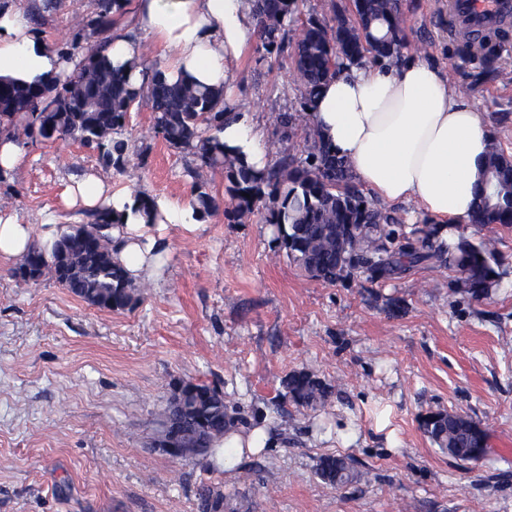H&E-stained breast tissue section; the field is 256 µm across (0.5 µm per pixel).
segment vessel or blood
Returning <instances> with one entry per match:
<instances>
[{
    "label": "vessel or blood",
    "mask_w": 512,
    "mask_h": 512,
    "mask_svg": "<svg viewBox=\"0 0 512 512\" xmlns=\"http://www.w3.org/2000/svg\"><path fill=\"white\" fill-rule=\"evenodd\" d=\"M449 31L479 39L512 26V0H448Z\"/></svg>",
    "instance_id": "b4317fda"
}]
</instances>
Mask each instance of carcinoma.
I'll use <instances>...</instances> for the list:
<instances>
[{
	"instance_id": "carcinoma-1",
	"label": "carcinoma",
	"mask_w": 512,
	"mask_h": 512,
	"mask_svg": "<svg viewBox=\"0 0 512 512\" xmlns=\"http://www.w3.org/2000/svg\"><path fill=\"white\" fill-rule=\"evenodd\" d=\"M303 0H256L258 52L265 59L291 47L300 89L299 110L283 112L276 123L290 135L303 114L310 111L322 86L349 66L364 59L400 63L412 50L427 52V42L410 45L404 32L406 0H351L350 10L333 5L334 24L312 15L301 19ZM51 0H31L28 18L35 28L44 25ZM122 0H94L87 27L74 29L62 46L69 61L82 59L69 74L32 84L0 80V138L72 140L97 151L100 163L117 171L130 161L128 143L117 137L131 109L145 102L154 112L153 133L170 147L194 155L200 167L221 169L230 204L224 216L240 221L255 213L276 229V241L310 278L334 283L347 276L375 282L420 265L455 268L458 291L473 297L488 294L496 282L492 262L495 240L479 243L460 240L450 248L439 241L438 224L408 228L398 207H381L357 182L348 162L336 156L323 135L309 126L305 157L285 156L261 169L248 164L234 148L224 145V122L238 117L224 106V91L149 77L142 86L131 84L129 71L115 68L108 57L114 35V17ZM89 47H83V44ZM503 41L491 36L476 47L467 41L465 60L479 61L486 72L505 85L512 84V68L501 63ZM192 207L208 216L220 204L207 183L193 173ZM91 220L63 231L51 248L32 245L14 276L36 282L49 270L56 281L89 304L111 311L130 306L136 288L124 266L113 257L110 229L116 220L105 208L95 209ZM474 224L512 227V157L490 142L482 182L471 216ZM286 394L298 406L316 408L333 395V386L307 370L293 371L284 382ZM459 414L433 412L424 420V432L442 452L460 462L477 461L489 451L488 434L470 418L466 428L456 423ZM244 422L237 405L216 386L182 380L158 411L160 426L154 445L176 430L188 459L207 466L217 456L229 459L233 449L221 448L224 434ZM315 473L330 486L365 480L352 461L334 454L318 458ZM239 512L241 504L224 490L203 484L197 490V512Z\"/></svg>"
}]
</instances>
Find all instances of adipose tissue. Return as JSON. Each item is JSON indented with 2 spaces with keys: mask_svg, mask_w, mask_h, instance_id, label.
<instances>
[{
  "mask_svg": "<svg viewBox=\"0 0 512 512\" xmlns=\"http://www.w3.org/2000/svg\"><path fill=\"white\" fill-rule=\"evenodd\" d=\"M136 19L140 37L117 35L108 56L113 66L133 67L137 84L143 40L159 48L157 71L165 80L221 89L257 36L253 0H137ZM72 69L32 28L21 5L0 9V79L32 83ZM308 119L385 203L415 202L423 218L445 227L470 223L490 136L481 113L450 90L443 69L425 56L406 55L395 67L351 66L322 87ZM222 138L251 165L267 164L270 149L249 114L225 124ZM70 196L83 207L113 212L118 223L111 235L130 279L156 274L159 244L133 193L90 178ZM57 234L51 223L38 233L0 217V259L26 253L35 236L50 241Z\"/></svg>",
  "mask_w": 512,
  "mask_h": 512,
  "instance_id": "adipose-tissue-1",
  "label": "adipose tissue"
}]
</instances>
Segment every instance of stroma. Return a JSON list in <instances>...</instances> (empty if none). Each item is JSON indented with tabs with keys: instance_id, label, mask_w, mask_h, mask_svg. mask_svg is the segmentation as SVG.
Masks as SVG:
<instances>
[{
	"instance_id": "35a3bbf8",
	"label": "stroma",
	"mask_w": 512,
	"mask_h": 512,
	"mask_svg": "<svg viewBox=\"0 0 512 512\" xmlns=\"http://www.w3.org/2000/svg\"><path fill=\"white\" fill-rule=\"evenodd\" d=\"M409 3L408 41L430 40L428 58L512 156V85L458 56L446 0ZM92 9L93 0H58L41 33L58 44ZM224 95L246 104L272 160L303 155L306 123L285 140L275 121L300 98L289 54L249 50ZM152 126L148 105L130 112L122 138L150 150L121 171L71 141L22 139L23 164L0 178V213L21 224L88 222L68 193L89 177L188 201L197 163ZM161 235L157 275L120 311L88 305L49 275L22 282L17 260L0 259V512H197L202 482L245 498L251 512H512V228L448 234L496 241L498 282L479 298L459 292L448 267L379 284L311 279L257 215L231 224L218 212ZM298 369L335 386L325 408L285 399L283 381ZM177 378L234 395L249 427L275 428L277 444L211 468L151 450L155 412ZM438 410L486 429L488 455L460 464L441 452L422 428ZM380 423L394 441L375 433ZM325 454L351 456L369 481L324 484L315 464Z\"/></svg>"
}]
</instances>
